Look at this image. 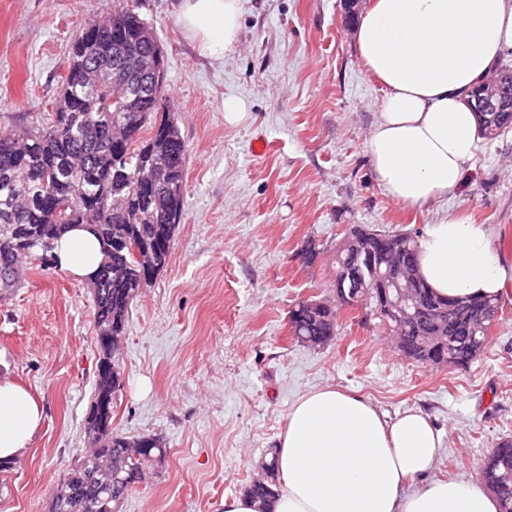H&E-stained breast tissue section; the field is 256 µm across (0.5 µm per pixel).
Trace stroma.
Segmentation results:
<instances>
[{
	"instance_id": "1",
	"label": "stroma",
	"mask_w": 512,
	"mask_h": 512,
	"mask_svg": "<svg viewBox=\"0 0 512 512\" xmlns=\"http://www.w3.org/2000/svg\"><path fill=\"white\" fill-rule=\"evenodd\" d=\"M346 0H243L240 46L212 59L179 19V0H136L163 49L165 93L188 147L187 194L167 265L130 313L124 387L112 426L168 449L121 512H224L273 455L288 410L322 385L369 398L387 416L429 414L444 434L431 474L475 483L512 437V293L483 355L465 369L404 358L378 319L341 312L336 338H291L298 301L330 299L346 225L422 234L446 212L485 225L512 257V131L478 140L458 195L406 210L378 186L365 153L383 84L359 60ZM123 0H0V127L44 118L86 19ZM243 99L241 123L224 101ZM313 264L299 255L308 240ZM0 300V376L45 408L24 454L0 468V512H48L84 455L97 374L91 283L38 250Z\"/></svg>"
}]
</instances>
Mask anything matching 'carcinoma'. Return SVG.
<instances>
[{
	"label": "carcinoma",
	"instance_id": "obj_1",
	"mask_svg": "<svg viewBox=\"0 0 512 512\" xmlns=\"http://www.w3.org/2000/svg\"><path fill=\"white\" fill-rule=\"evenodd\" d=\"M149 22L131 8L105 19L85 22L70 47L60 91L45 121L0 130V297L20 283L21 255L35 248L54 249L55 241L75 224L89 225L102 245L103 260L95 272L96 332L126 334L131 307L166 266L181 222L187 192V147L165 94L164 54L147 34ZM479 134L495 139L512 127V106L480 112ZM377 251L342 254L360 295H372L375 271L386 253L395 263L417 262L418 244L401 231H374ZM419 294L435 313L413 319L404 313L386 316L382 325L399 338V351L429 366L445 357L457 368L469 367L490 342L491 328L502 311L498 298L437 296L425 282ZM343 300L307 299L289 312L293 338L320 347L337 334ZM445 336L441 348L424 346L427 336ZM118 377L96 376L87 422L95 425L98 450L82 456L61 481L50 512H118L116 507L149 468L162 463L167 448L149 437H126L112 429V408L123 387L120 358L112 359ZM144 448L140 456L126 449ZM265 480H252L245 493L269 503L276 495V464H262ZM112 474L102 491L101 471ZM482 485L495 494L502 512H512V439H500L479 471Z\"/></svg>",
	"mask_w": 512,
	"mask_h": 512
}]
</instances>
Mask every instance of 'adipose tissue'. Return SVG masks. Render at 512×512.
Here are the masks:
<instances>
[{"label": "adipose tissue", "instance_id": "ef3b65f1", "mask_svg": "<svg viewBox=\"0 0 512 512\" xmlns=\"http://www.w3.org/2000/svg\"><path fill=\"white\" fill-rule=\"evenodd\" d=\"M242 0H181L180 20L215 58L239 48ZM357 54L385 87L365 142L373 175L404 208L453 198L473 159L477 121L467 91L512 51V0H370ZM61 268L91 277L100 243L73 229L55 244ZM419 270L440 296L498 297L512 261L491 249L484 225L460 211L427 225ZM43 420L33 394L0 377V460L21 456ZM443 434L419 409L395 419L333 386L297 398L279 436L272 512H499L481 487L430 478Z\"/></svg>", "mask_w": 512, "mask_h": 512}]
</instances>
